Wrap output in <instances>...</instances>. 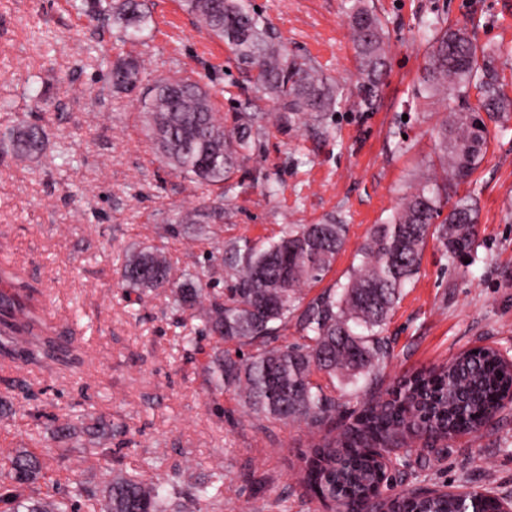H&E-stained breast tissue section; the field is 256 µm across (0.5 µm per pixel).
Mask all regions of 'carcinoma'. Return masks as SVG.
<instances>
[{
	"label": "carcinoma",
	"mask_w": 512,
	"mask_h": 512,
	"mask_svg": "<svg viewBox=\"0 0 512 512\" xmlns=\"http://www.w3.org/2000/svg\"><path fill=\"white\" fill-rule=\"evenodd\" d=\"M89 22L112 19L125 39L145 42L150 18L140 0H73ZM184 9L200 27L224 42L251 73L256 93L276 104L287 122L319 117L343 101V90L301 62L275 37L249 0H183ZM358 93L370 105L386 74L388 44L384 23L368 0H352L349 8ZM429 44L422 91L448 99V115L438 131L441 182L425 178L405 196L385 224L373 228L361 248V263L341 291L324 293L308 303L299 319L304 344L271 346L268 340L286 329L303 300V289L322 280L346 240V228L330 218L320 224H289L278 239L258 247L247 238L225 243L224 287H217L220 268L208 258L210 280L189 282L162 255L142 249L129 255L122 272L125 288L163 290L178 311L197 310L201 333L217 340L256 346L249 356L213 349L207 365L212 387L234 390L256 417L285 425L304 422L322 429L336 421V375L364 379L372 398L342 433L315 448L304 482L335 512H366V478L382 467L381 450L397 446L407 435L431 441L475 433L486 423V408L495 405L512 383L491 349L470 352L445 366L417 373L398 383L389 397L379 391L380 359L388 354L382 336L403 288L419 268L420 254L433 237L453 261L472 251L478 234V210L457 187L481 162L487 128L482 115L502 123L512 114V95L496 60L502 46H482L468 29L440 21L429 24ZM143 69L133 57L118 58L106 72L116 89H132ZM144 112L162 161L172 171L207 193L224 191L239 163L250 158L257 133L243 111L215 112L209 91L189 77L171 76L153 82ZM49 131L25 120L0 131V149L15 156L39 159ZM448 213H443L445 205ZM224 220V208L193 209L178 214L177 227L205 220ZM34 291L23 283L10 294L0 293V354L20 355L39 366L59 361V337L44 327L31 305ZM0 460L9 464L13 490L0 495L5 512H80L90 498L76 483L57 497H37L26 489L41 474L40 457L8 448ZM181 474L164 473L155 483L138 476L111 474L105 469L100 512H223L220 487L224 467L210 469L187 492ZM500 512V501L471 491L449 495H399L388 498L387 512Z\"/></svg>",
	"instance_id": "cac0c4a2"
}]
</instances>
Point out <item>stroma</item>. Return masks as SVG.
<instances>
[{"mask_svg":"<svg viewBox=\"0 0 512 512\" xmlns=\"http://www.w3.org/2000/svg\"><path fill=\"white\" fill-rule=\"evenodd\" d=\"M143 3L153 23L141 46L122 42L112 26H88L71 0H0V130L24 117L38 121L66 151L38 163L0 153V258L41 293L45 322L79 357L41 368L0 356V446L29 450L32 436H41L52 457L36 491L54 494L77 482L95 493L98 473L77 451L95 447L106 426L114 471L140 476L157 463L197 479L220 463L224 512H329L302 481L321 432L254 419L240 396L212 391L206 364L215 339L181 348L197 314L176 313L165 295L122 287L126 255L151 247L177 262L233 238L265 244L285 225L332 216L347 227L345 246L304 294L338 288L373 226L387 221L419 176L442 175L432 133L448 104L418 93L427 56L420 26L465 24L479 44L512 47V0H376L389 67L368 109L359 104L349 0H250L290 54L348 91L336 111L291 123L256 99L244 66L180 0ZM127 54L139 58L147 80L191 77L218 112L241 109L258 119L255 153L225 185L224 221L206 226L205 242L170 231L177 212L206 196L158 161L142 92L115 91L103 77ZM487 130L484 157L458 188L476 202L479 246L469 260L452 261L427 241L385 330L383 388L475 346L512 357V128L491 121ZM67 422L75 435L52 433V424ZM389 456L392 493L476 489L512 500V404L476 434L413 438Z\"/></svg>","mask_w":512,"mask_h":512,"instance_id":"stroma-1","label":"stroma"}]
</instances>
